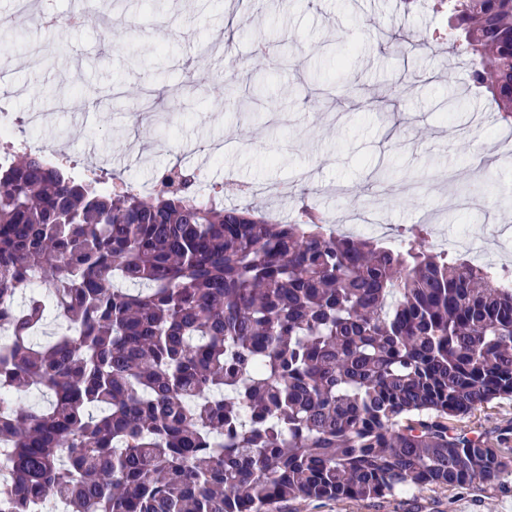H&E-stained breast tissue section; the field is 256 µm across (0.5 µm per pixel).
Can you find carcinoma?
I'll use <instances>...</instances> for the list:
<instances>
[{
  "label": "carcinoma",
  "instance_id": "cac0c4a2",
  "mask_svg": "<svg viewBox=\"0 0 512 512\" xmlns=\"http://www.w3.org/2000/svg\"><path fill=\"white\" fill-rule=\"evenodd\" d=\"M471 79L512 118V0H448ZM170 168L119 194L34 153L0 168V512H267L512 474L507 273L200 203ZM41 291L23 294L30 276ZM64 328L34 342L49 312ZM466 423L471 427L475 426L476 430L482 433L496 435L500 430L512 427V398H505L495 402L491 407L477 413L474 419L475 425Z\"/></svg>",
  "mask_w": 512,
  "mask_h": 512
}]
</instances>
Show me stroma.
Masks as SVG:
<instances>
[{"mask_svg": "<svg viewBox=\"0 0 512 512\" xmlns=\"http://www.w3.org/2000/svg\"><path fill=\"white\" fill-rule=\"evenodd\" d=\"M97 11L126 24L106 33L99 17L66 30L25 20L0 42L12 77L0 113L23 121L66 100L46 125H25L38 149L138 185L189 145L225 205L241 203L246 183L264 186L253 202L281 221L304 200L330 218L376 205L390 226L444 227L457 252L512 269L500 235L512 159L497 153L512 121L472 85L470 56L449 50L459 32L437 0H99ZM32 41L45 47L34 65ZM200 44L218 50L201 57ZM451 97L463 108L447 111ZM269 512H512V475L481 490L413 487Z\"/></svg>", "mask_w": 512, "mask_h": 512, "instance_id": "1", "label": "stroma"}]
</instances>
